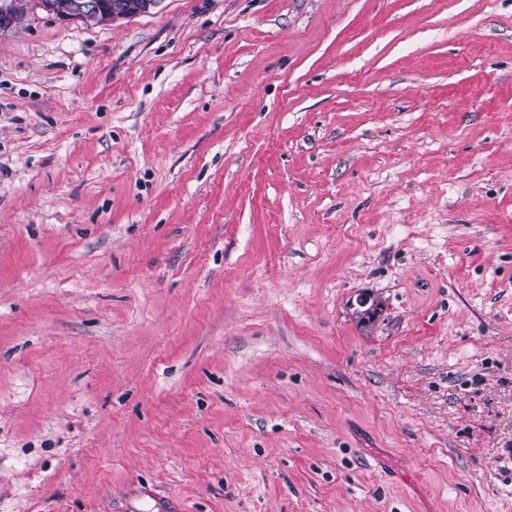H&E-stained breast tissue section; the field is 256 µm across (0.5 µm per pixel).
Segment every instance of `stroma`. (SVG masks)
I'll list each match as a JSON object with an SVG mask.
<instances>
[{
    "instance_id": "35a3bbf8",
    "label": "stroma",
    "mask_w": 512,
    "mask_h": 512,
    "mask_svg": "<svg viewBox=\"0 0 512 512\" xmlns=\"http://www.w3.org/2000/svg\"><path fill=\"white\" fill-rule=\"evenodd\" d=\"M160 502L512 512V0L0 35V512Z\"/></svg>"
}]
</instances>
